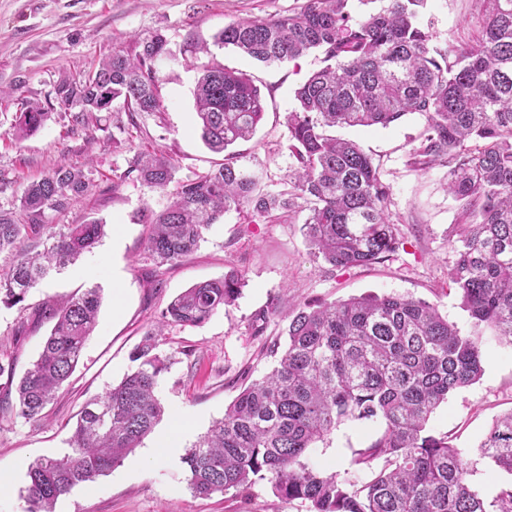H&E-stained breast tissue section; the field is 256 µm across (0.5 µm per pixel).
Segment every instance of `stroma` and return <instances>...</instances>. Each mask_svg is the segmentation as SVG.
<instances>
[{
  "label": "stroma",
  "instance_id": "35a3bbf8",
  "mask_svg": "<svg viewBox=\"0 0 512 512\" xmlns=\"http://www.w3.org/2000/svg\"><path fill=\"white\" fill-rule=\"evenodd\" d=\"M304 0H0V88L14 96L0 99V211L20 204L23 186L70 163L83 168L86 196L62 214L47 213L51 224H81L101 219L106 234L73 265L52 274L17 305L0 302V358L23 375L37 357L51 325L34 318L43 302H61L77 290L102 288L98 325L75 372L45 409L40 423L0 414V473L12 484L0 496V512H24L27 466L37 458H55L68 449L71 429L83 404L118 384L134 364L131 356L171 299L195 283L221 278L227 266L242 269L246 284L234 304L199 327L169 325L160 350L171 359L158 395L165 408L160 422L189 418L182 436L190 447L224 416L225 408L252 381L277 366L274 344H286L288 313L363 294H391L426 300L455 323L472 331L460 294L448 284L456 254L453 245L462 222L457 202L448 195V169L421 170L411 152L424 125L422 116L403 117L388 127L338 129L372 155L390 188V216L402 246L368 268L334 270L313 259L302 233L308 214L303 197L290 210L260 217L249 210L229 211L204 234L198 248L176 265H158L144 251L143 208L164 211L171 190L151 189L126 174L135 154L156 152L174 162L175 179L184 182L218 167L223 155L202 143L193 89L202 64L215 61L248 74L260 88L265 117L254 137L238 144L239 166L256 171L263 192L291 189L297 163L288 148L285 115L297 106L294 92L321 66L309 54L297 63L264 66L233 48L214 46L224 25L249 17L270 18L299 9ZM439 42L466 41L478 34L470 0H427L423 16ZM164 35L167 56L157 65L163 109L128 118L121 102L82 127L54 99L64 75L88 70L112 50L136 52L140 41ZM211 47L200 53V45ZM41 102L50 117L33 135L15 143L7 134L15 123L19 99ZM277 314L258 317L271 302ZM484 374L475 384L449 394L427 428L448 436L470 464V481L488 492L512 481L477 447L493 421L512 411V345L482 329ZM376 425L348 422L326 443L309 449L312 468L355 482L368 477L351 463L354 449L367 446ZM153 437L95 482L61 496L55 512H310L309 503L285 501L260 482L247 492L195 496L187 486L181 458H149Z\"/></svg>",
  "mask_w": 512,
  "mask_h": 512
}]
</instances>
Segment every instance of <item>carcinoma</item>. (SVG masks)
<instances>
[{
  "mask_svg": "<svg viewBox=\"0 0 512 512\" xmlns=\"http://www.w3.org/2000/svg\"><path fill=\"white\" fill-rule=\"evenodd\" d=\"M350 0H305L297 11L224 25L214 43L265 64L292 63L308 52L324 66L296 90L285 117L297 161L295 194L306 198L303 231L311 253L333 269L377 263L400 246L390 220V190L379 165L336 127H386L408 114L425 119L414 164L448 167V194L467 222L460 225L448 272L475 327L512 343V0H473L478 37L443 45L421 21L427 0H386L355 18ZM167 55L156 34L130 54L114 50L94 69L62 78L54 99L87 126L101 111L102 92L125 111L160 112L155 63ZM200 136L215 152L248 141L264 117L259 88L245 73L203 66L194 88ZM49 113L22 103L11 136L37 132ZM132 176L153 189L175 177L172 160L140 154ZM84 171L60 165L21 193L19 213L0 212V252L14 254L0 270V300L12 305L51 273L75 263L105 235V224H48L85 194ZM293 197L261 191L255 175L232 162L179 184L161 214H142L145 251L177 264L203 232L231 210L266 215ZM235 267L196 284L163 309L157 328L132 353L137 366L104 394L88 400L64 457L38 458L27 468L25 512H54L56 501L104 475L151 434L164 410L158 378L170 360L158 352L163 327L200 326L233 304L244 287ZM101 288L66 303H45L37 320L52 324L38 358L14 381L0 363V412L33 423L79 364L97 324ZM279 364L251 382L183 457L192 493H241L265 481L311 512H512V482L483 496L473 489L463 451L448 437L425 433L428 420L454 390L484 374L482 336H463L435 305L399 295H364L300 307L289 315ZM348 421L379 425L352 464L370 473L360 485L305 462L307 451ZM483 457L512 475V411L497 418L479 445Z\"/></svg>",
  "mask_w": 512,
  "mask_h": 512,
  "instance_id": "cac0c4a2",
  "label": "carcinoma"
}]
</instances>
